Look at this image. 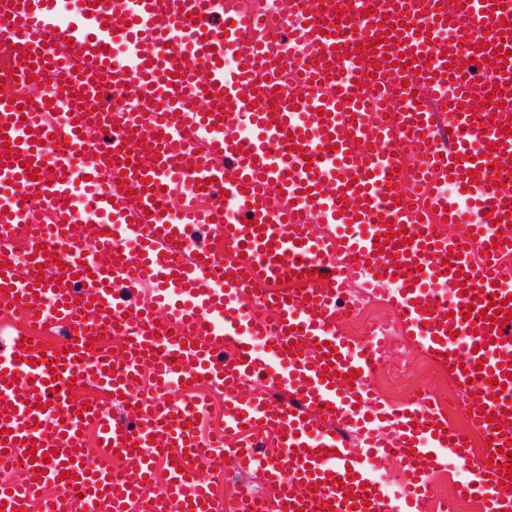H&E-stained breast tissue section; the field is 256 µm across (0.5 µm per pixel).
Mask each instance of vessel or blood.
Returning <instances> with one entry per match:
<instances>
[{"instance_id": "1", "label": "vessel or blood", "mask_w": 512, "mask_h": 512, "mask_svg": "<svg viewBox=\"0 0 512 512\" xmlns=\"http://www.w3.org/2000/svg\"><path fill=\"white\" fill-rule=\"evenodd\" d=\"M503 20L512 22V0H306L266 15L228 12L224 0H81L66 22L41 0L0 5V44L14 48L7 77L35 90L0 97V260L15 288L0 294V310L66 330L40 348L18 334L0 343L7 512H62L78 490L84 512H284L291 503L302 512H422L428 477L448 454L471 474L458 497H487L482 512H512L496 476L505 455L459 448L461 430L426 397L398 411L379 404L370 379L384 337L354 342L336 330L352 272L362 269L361 287L389 292L413 343L445 353L481 439L496 448L512 440V376L499 367L512 362V319L498 314L497 331L460 314L495 294L512 308L503 264L512 229L502 221L512 214V96L491 111L484 104L495 86L512 84ZM465 35L499 50H470ZM371 44L360 63L337 53ZM384 56L403 73L372 69ZM131 89L148 110L112 113ZM441 106L447 113L435 118ZM10 140L17 151L7 152ZM403 141L421 151L411 171L393 150ZM459 154L464 162L450 164ZM122 178L131 193L120 191ZM352 178L356 187L345 189ZM175 187L209 197L210 207L166 208ZM81 199L101 220L87 237ZM38 209L51 221L34 219ZM448 218L478 237L447 232ZM317 223L331 233L315 234ZM23 225L30 232L17 253L10 234ZM404 228L411 242L375 247L378 233ZM434 228L442 237L427 238ZM216 241L239 258L225 264ZM42 243L48 254L36 253ZM457 266L467 275L461 289ZM145 285L147 306L138 301ZM292 342L302 355L288 353ZM331 346L336 356H327ZM54 358L57 376L47 365ZM144 366L156 377L150 390L141 387ZM197 377L225 394L208 439L193 425L206 401L166 400ZM92 383L99 398L74 396ZM118 392L128 405L121 417L106 400ZM91 428L94 448L84 438ZM349 429L358 447H348ZM223 447L234 469L258 471L275 498L226 506L215 490ZM94 455L120 466H91ZM394 459L409 479L390 502L368 469ZM359 480L370 505L347 498Z\"/></svg>"}]
</instances>
